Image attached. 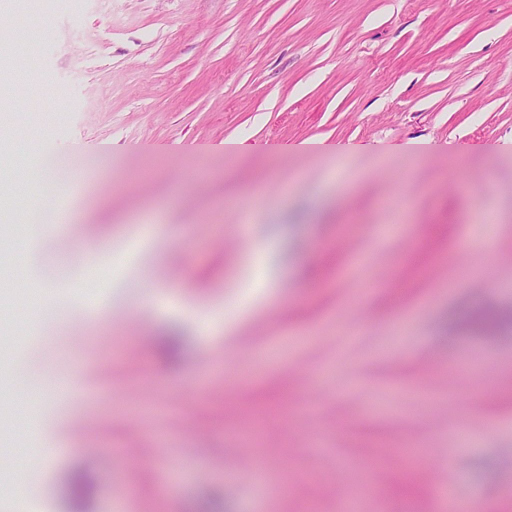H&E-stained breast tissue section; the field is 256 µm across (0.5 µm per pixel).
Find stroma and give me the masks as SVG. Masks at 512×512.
Masks as SVG:
<instances>
[{
  "label": "stroma",
  "instance_id": "1",
  "mask_svg": "<svg viewBox=\"0 0 512 512\" xmlns=\"http://www.w3.org/2000/svg\"><path fill=\"white\" fill-rule=\"evenodd\" d=\"M56 2L0 0V504L25 464L44 512L79 471L86 512H340L354 478V512H512V327L463 322L512 312V0ZM35 137L69 174L34 242Z\"/></svg>",
  "mask_w": 512,
  "mask_h": 512
}]
</instances>
